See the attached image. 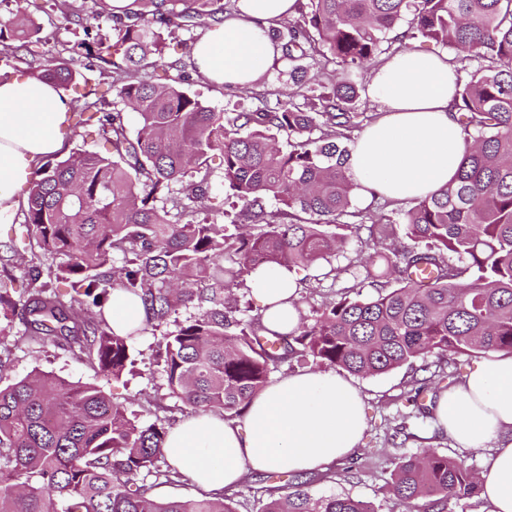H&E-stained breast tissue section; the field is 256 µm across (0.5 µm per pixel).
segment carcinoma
<instances>
[{"label":"carcinoma","instance_id":"carcinoma-1","mask_svg":"<svg viewBox=\"0 0 512 512\" xmlns=\"http://www.w3.org/2000/svg\"><path fill=\"white\" fill-rule=\"evenodd\" d=\"M48 2L26 0L31 10L0 21L3 76L22 65L73 88L83 49L110 66L112 99H77L68 117L95 129L104 151L42 160L29 181L23 226L55 263L29 267L19 300L0 294L4 316L117 379L135 359L131 336L104 317L116 281L145 311L136 333L161 336L168 395L226 416L242 415L284 365L373 376L433 353L512 354V0H298V16L269 37L280 52L274 64L307 59L309 68H292L276 107L241 112L190 93L183 60L161 63L160 29L172 35L187 19L222 14L223 0H131L121 15L94 0L91 16L85 0H59L84 33L62 50L32 17ZM418 38L455 51L458 173L406 210L386 213L391 201L381 196L358 210L349 142L377 113L359 110L357 76ZM310 69L330 91L305 92ZM127 108L138 115L133 132ZM215 154L231 225L210 218ZM366 223L384 238L398 224L409 244L333 266ZM322 262L324 278L344 272L356 283L287 333L263 335L261 315L234 297L260 269ZM366 286L376 295L362 299ZM183 309L193 313L181 320ZM167 434L97 385L43 372L0 385V512H236L227 494L157 495L182 478L166 461ZM279 478L256 489L261 512H374L349 496L316 495L300 474L271 484ZM478 487L471 467L435 451L398 458L391 482L407 512H449Z\"/></svg>","mask_w":512,"mask_h":512}]
</instances>
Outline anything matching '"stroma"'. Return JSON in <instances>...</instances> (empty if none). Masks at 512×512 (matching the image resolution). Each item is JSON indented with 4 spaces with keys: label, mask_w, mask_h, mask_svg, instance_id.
Masks as SVG:
<instances>
[{
    "label": "stroma",
    "mask_w": 512,
    "mask_h": 512,
    "mask_svg": "<svg viewBox=\"0 0 512 512\" xmlns=\"http://www.w3.org/2000/svg\"><path fill=\"white\" fill-rule=\"evenodd\" d=\"M323 273L318 265L295 271L303 281L300 306L304 314H311L322 296L341 295L351 284L349 277L342 275L335 288H328ZM23 332L19 319L0 315V376L5 380L43 371L68 382L103 386L116 401L123 403L129 417L146 425L172 427L185 418L179 402L166 395L162 367L154 358L157 337L145 334L132 340L135 366L121 379L112 381L89 363L78 360L67 347L24 338ZM435 362L436 357L431 354L424 363L411 367L373 377H352V384L364 398L367 428L362 445L355 453V464L342 459L325 471L311 474L313 492L348 495L369 502L375 512H405L404 505L390 492L394 461L399 456L434 450L481 470L484 451L461 448L439 432L435 420L417 419L409 414L407 397Z\"/></svg>",
    "instance_id": "obj_1"
}]
</instances>
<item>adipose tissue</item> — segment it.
I'll return each mask as SVG.
<instances>
[{"label":"adipose tissue","instance_id":"adipose-tissue-1","mask_svg":"<svg viewBox=\"0 0 512 512\" xmlns=\"http://www.w3.org/2000/svg\"><path fill=\"white\" fill-rule=\"evenodd\" d=\"M296 0H239L197 43L199 70L230 87H254L275 55L269 30L293 16ZM456 74L444 55L405 50L373 74L370 96L379 118L352 153L351 173L363 194L391 200L423 198L456 175L462 132L451 113ZM68 105L48 82L0 80V224L11 223L19 195L39 158L59 149L68 133ZM266 327L289 331L299 314V286L287 270H260L250 279ZM106 317L117 335L145 318L141 303L112 291ZM435 416L462 447L489 448L481 470L482 512H512V354L497 353L444 392ZM365 428L360 392L336 374L303 371L270 383L243 420L208 413L185 420L166 441V457L204 491L234 488L245 471L320 472L359 447Z\"/></svg>","mask_w":512,"mask_h":512}]
</instances>
